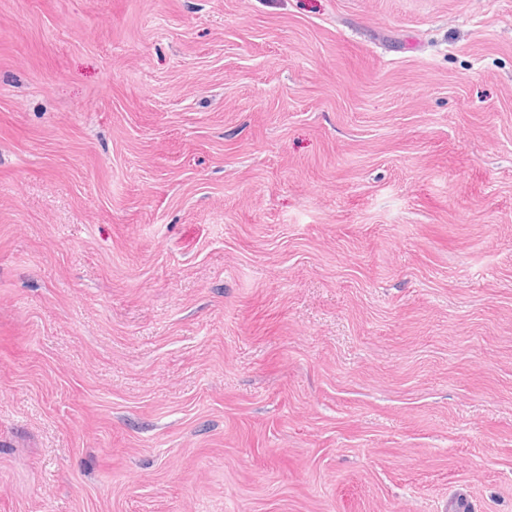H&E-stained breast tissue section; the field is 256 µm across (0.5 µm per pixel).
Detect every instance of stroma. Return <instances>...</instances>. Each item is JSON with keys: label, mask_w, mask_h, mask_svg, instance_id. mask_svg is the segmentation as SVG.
I'll return each mask as SVG.
<instances>
[{"label": "stroma", "mask_w": 512, "mask_h": 512, "mask_svg": "<svg viewBox=\"0 0 512 512\" xmlns=\"http://www.w3.org/2000/svg\"><path fill=\"white\" fill-rule=\"evenodd\" d=\"M512 512V0H0V512Z\"/></svg>", "instance_id": "1"}]
</instances>
